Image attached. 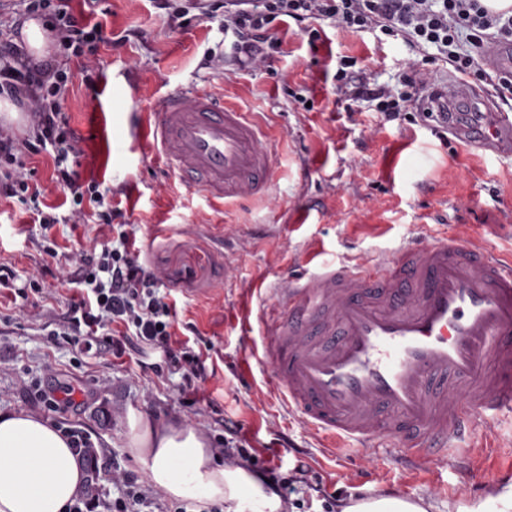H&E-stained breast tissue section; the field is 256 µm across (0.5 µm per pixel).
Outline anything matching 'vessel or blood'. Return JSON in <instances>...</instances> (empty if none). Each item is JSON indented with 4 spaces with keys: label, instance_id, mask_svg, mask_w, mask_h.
<instances>
[{
    "label": "vessel or blood",
    "instance_id": "b4317fda",
    "mask_svg": "<svg viewBox=\"0 0 512 512\" xmlns=\"http://www.w3.org/2000/svg\"><path fill=\"white\" fill-rule=\"evenodd\" d=\"M482 61L512 69V50L489 43ZM433 100L460 146L512 155L511 112L480 111L452 76ZM135 134L214 199L259 195L272 176L261 124L206 92L167 96ZM281 294L266 353L289 406L332 453L393 449L414 470L466 473L473 461L455 441L512 413V262L478 240H413L382 263L289 278Z\"/></svg>",
    "mask_w": 512,
    "mask_h": 512
}]
</instances>
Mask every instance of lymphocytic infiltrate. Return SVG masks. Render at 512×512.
<instances>
[{"label": "lymphocytic infiltrate", "instance_id": "lymphocytic-infiltrate-1", "mask_svg": "<svg viewBox=\"0 0 512 512\" xmlns=\"http://www.w3.org/2000/svg\"><path fill=\"white\" fill-rule=\"evenodd\" d=\"M22 4L16 25L35 16L50 18L67 55L82 59L109 41L102 24L74 11L70 0H22ZM158 5L173 26L192 9L208 18L223 17L225 31L234 36L229 57L248 69L260 67L281 52L278 30L287 28L289 22L309 19L356 32L377 28L389 36L436 47L445 62L469 74L477 70L475 52L491 38L512 42V15L490 14L481 0H159ZM463 39L469 41L472 53L457 52ZM335 78L349 101L376 102L378 112L389 121L410 114L425 86L421 64L413 58L406 63L401 92L372 85L355 71L337 70ZM70 81L67 70L31 63L14 34H0V97L15 101L34 118L30 140L0 129V197L38 200L40 190L31 182L25 159L47 149L54 162L52 178L69 191L72 214L79 218L85 205L102 208L104 196L98 184L83 180L78 170L80 139L63 110ZM72 281L80 288V298L69 305L63 318L65 334L78 350L119 357L126 350L148 346L161 350L186 384L203 378L202 353L176 340L173 307L160 294L156 275L132 257L125 230H118L116 244L104 241L83 252ZM67 434L88 473L69 512H153L160 492L140 486L131 473L104 457L81 430L71 428ZM262 473L272 490L283 500L293 501L299 510L304 502L294 499L295 485L307 482L318 493L322 512H335V496L324 493L321 484L311 483L313 470L305 462H297L288 477L276 465L264 466ZM110 486L117 489L116 497L108 496Z\"/></svg>", "mask_w": 512, "mask_h": 512}]
</instances>
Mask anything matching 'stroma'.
<instances>
[{"instance_id": "1", "label": "stroma", "mask_w": 512, "mask_h": 512, "mask_svg": "<svg viewBox=\"0 0 512 512\" xmlns=\"http://www.w3.org/2000/svg\"><path fill=\"white\" fill-rule=\"evenodd\" d=\"M93 10L112 45L85 63L57 58L72 75L64 110L81 139L80 169L99 183L106 207L121 212L135 258L160 277L178 339L207 350V378L190 410L178 401L182 378L162 352L96 358L58 336L59 316L79 293L68 274L72 260L90 238L108 241L112 233L93 208L83 223L72 222L43 152L28 166L57 224L43 231L29 204L0 202V263L15 271L16 287L33 275L42 287L25 298L0 289V411L43 413L81 429L137 477L141 467L124 449L129 409L199 427L216 448L229 418L262 458L287 472L304 460L328 493L348 499L361 487L353 474L366 461L330 457L323 438L289 410L260 354L259 316L289 276L318 262L384 261L411 240L474 236L512 258V157L464 149L434 124L388 122L374 104L346 101L334 79L344 59L371 83L400 89L404 61L424 55L402 38L319 21L326 42L314 49L295 24L283 53L253 71L207 65L208 56L224 52L222 19L192 12L173 28L157 0H96ZM199 90L255 113L265 126L274 176L264 195L212 199L135 144L133 113L152 111L168 94ZM68 384L77 405L49 412L35 399V386ZM471 443L485 451L467 476L411 471L393 459L369 487L400 486L430 512L477 503L485 497L477 489L484 472L512 464V415L478 421Z\"/></svg>"}]
</instances>
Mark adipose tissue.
Here are the masks:
<instances>
[{"instance_id":"1","label":"adipose tissue","mask_w":512,"mask_h":512,"mask_svg":"<svg viewBox=\"0 0 512 512\" xmlns=\"http://www.w3.org/2000/svg\"><path fill=\"white\" fill-rule=\"evenodd\" d=\"M125 448L149 484L177 502L227 504V512H283L281 498L254 474L217 464L204 432L126 417ZM86 473L69 437L42 415L0 413V512H66Z\"/></svg>"}]
</instances>
